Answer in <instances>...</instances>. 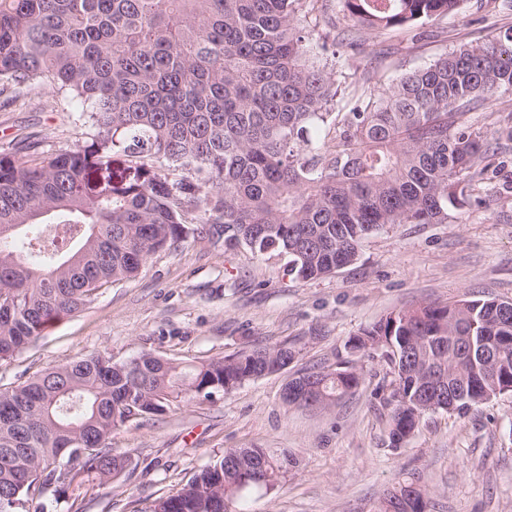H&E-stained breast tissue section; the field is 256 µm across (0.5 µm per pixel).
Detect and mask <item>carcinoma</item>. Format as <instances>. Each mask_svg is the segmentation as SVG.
<instances>
[{
	"label": "carcinoma",
	"mask_w": 512,
	"mask_h": 512,
	"mask_svg": "<svg viewBox=\"0 0 512 512\" xmlns=\"http://www.w3.org/2000/svg\"><path fill=\"white\" fill-rule=\"evenodd\" d=\"M313 0H0V96L48 82L79 99L93 142L46 155L0 157V363L53 321L82 311L105 285L138 275L164 248L204 243L286 260L301 280L353 264L361 244L396 224H445L448 210L491 209L475 192L484 159L512 149V113L488 135L460 120L512 95V31L407 70L382 92L340 95L302 23ZM466 0H340L358 30L438 21ZM322 129L328 145H313ZM121 152L133 177L112 178ZM194 215V222L185 216ZM34 224L44 237L28 236ZM27 240L34 259L17 254ZM498 300L460 299L392 311L349 338L352 354L382 351L394 379L396 446L436 412L463 413L512 386V343L480 360L512 315ZM286 344L190 363L107 350L0 390V512H31L52 486H106L123 459L112 432L212 401L293 362ZM324 380L329 409L362 381L352 365L303 370ZM295 459L230 448L148 512H243L255 492L282 488ZM404 481L369 512H405Z\"/></svg>",
	"instance_id": "cac0c4a2"
}]
</instances>
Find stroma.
<instances>
[{"mask_svg": "<svg viewBox=\"0 0 512 512\" xmlns=\"http://www.w3.org/2000/svg\"><path fill=\"white\" fill-rule=\"evenodd\" d=\"M512 29V0H468L462 15L411 29L363 32L337 46L341 63L372 67L382 91L403 71L452 48ZM82 103L47 83L16 91L0 107V155L38 138L48 153L91 143ZM512 302V196L488 211L453 210L444 224H399L366 239L357 261L311 281L280 259L249 250L188 244L156 252L132 279L101 289L77 315L48 327L0 365V388L98 350L114 361L149 351L201 362L261 344H293L284 371L244 384L214 402L174 403L112 434L126 462L107 488L69 487L53 512H147L228 448H261L297 460L285 485L247 498L245 512H365L397 482L412 480L432 512H512V393L466 413L428 415L400 447L388 439V410L375 397L392 379L381 353H348L345 343L388 313L462 297ZM351 363L358 389L335 407L284 405L288 379L314 364Z\"/></svg>", "mask_w": 512, "mask_h": 512, "instance_id": "obj_1", "label": "stroma"}]
</instances>
